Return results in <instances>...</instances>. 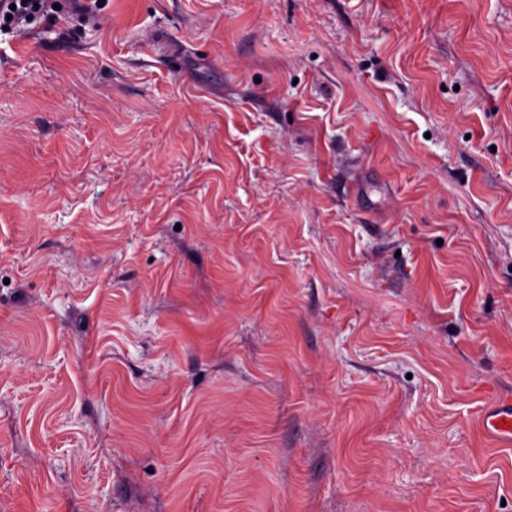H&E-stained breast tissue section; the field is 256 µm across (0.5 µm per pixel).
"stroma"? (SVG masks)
Instances as JSON below:
<instances>
[{
  "mask_svg": "<svg viewBox=\"0 0 512 512\" xmlns=\"http://www.w3.org/2000/svg\"><path fill=\"white\" fill-rule=\"evenodd\" d=\"M0 31V512H512V0H98ZM506 421H512V399L496 395L483 414V425L493 441L512 446V427Z\"/></svg>",
  "mask_w": 512,
  "mask_h": 512,
  "instance_id": "1",
  "label": "stroma"
}]
</instances>
